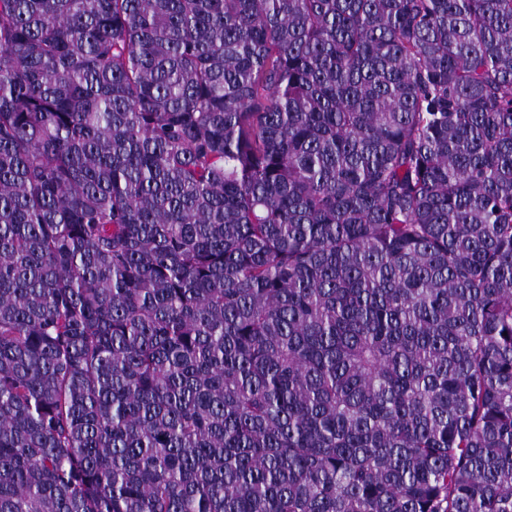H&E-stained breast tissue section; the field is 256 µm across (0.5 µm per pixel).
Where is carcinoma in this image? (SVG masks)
<instances>
[{
	"instance_id": "obj_1",
	"label": "carcinoma",
	"mask_w": 512,
	"mask_h": 512,
	"mask_svg": "<svg viewBox=\"0 0 512 512\" xmlns=\"http://www.w3.org/2000/svg\"><path fill=\"white\" fill-rule=\"evenodd\" d=\"M0 512H512V0H0Z\"/></svg>"
}]
</instances>
